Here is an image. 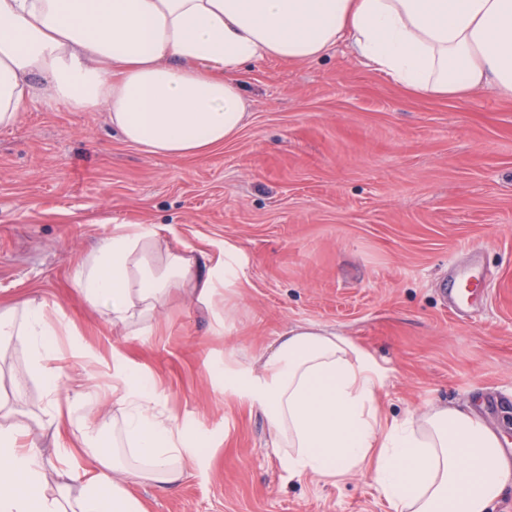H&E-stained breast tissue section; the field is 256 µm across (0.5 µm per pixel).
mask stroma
<instances>
[{"label": "stroma", "mask_w": 512, "mask_h": 512, "mask_svg": "<svg viewBox=\"0 0 512 512\" xmlns=\"http://www.w3.org/2000/svg\"><path fill=\"white\" fill-rule=\"evenodd\" d=\"M240 79L246 127L200 157L148 154L106 111L40 99L0 128V304L34 292L59 306L73 369L110 381L120 352L198 450L177 491L134 487L147 512H392L363 472L289 478L263 413L225 381V362L249 366L295 326L364 349L388 416L468 405L511 453L512 105L490 90L409 95L343 43L308 62L252 63ZM121 223L164 226L208 268L232 250L212 309L174 295L137 336L87 309L78 263ZM473 250L486 289L460 318L440 286ZM27 361L21 345L0 349V395L41 420L49 398Z\"/></svg>", "instance_id": "35a3bbf8"}]
</instances>
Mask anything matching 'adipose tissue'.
<instances>
[{
  "label": "adipose tissue",
  "mask_w": 512,
  "mask_h": 512,
  "mask_svg": "<svg viewBox=\"0 0 512 512\" xmlns=\"http://www.w3.org/2000/svg\"><path fill=\"white\" fill-rule=\"evenodd\" d=\"M341 42L411 95L463 99L489 89L512 100V0H0V128L37 98L69 112L103 107L125 142L198 157L245 127V64L310 61ZM160 241V229L117 225L79 277L87 304L121 335L150 327L185 284L196 304L212 305L215 276L188 249L151 265ZM62 322L34 297L19 312L0 308V342L26 348V373L51 404L48 419L33 423L0 399V512H147L132 486L177 490L197 451L160 410L153 381L120 353L110 389L80 379L61 388ZM257 364L224 374L263 411L289 477L367 472L393 512H490L512 478L499 435L474 411L434 405L385 416L380 374L346 337L293 328ZM80 401L111 412L129 461L92 448L74 460L72 429L88 438L99 428L92 413L74 420ZM39 429L53 431L56 460L37 448ZM51 483L57 495L45 493Z\"/></svg>",
  "instance_id": "1"
}]
</instances>
